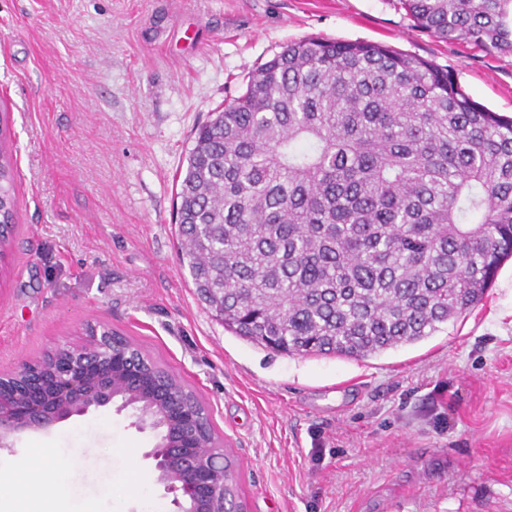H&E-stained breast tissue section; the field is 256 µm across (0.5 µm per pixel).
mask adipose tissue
<instances>
[{
    "mask_svg": "<svg viewBox=\"0 0 512 512\" xmlns=\"http://www.w3.org/2000/svg\"><path fill=\"white\" fill-rule=\"evenodd\" d=\"M11 467L12 475L0 474V512H51L53 498L66 497L72 463L60 449L42 446ZM47 485L52 495H45Z\"/></svg>",
    "mask_w": 512,
    "mask_h": 512,
    "instance_id": "1",
    "label": "adipose tissue"
}]
</instances>
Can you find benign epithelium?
<instances>
[{
  "label": "benign epithelium",
  "mask_w": 512,
  "mask_h": 512,
  "mask_svg": "<svg viewBox=\"0 0 512 512\" xmlns=\"http://www.w3.org/2000/svg\"><path fill=\"white\" fill-rule=\"evenodd\" d=\"M56 352L50 375L34 377L27 363L15 373L17 396L7 401L0 394V449L14 447L23 433L49 430L74 416L131 407L138 428L157 432V442L144 457L154 462L171 512H224L223 449L196 433L198 414L184 399L169 404L165 386L142 387L124 349L105 345L98 335ZM47 379L58 395H45Z\"/></svg>",
  "instance_id": "obj_1"
}]
</instances>
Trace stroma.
I'll use <instances>...</instances> for the list:
<instances>
[{"label": "stroma", "mask_w": 512, "mask_h": 512, "mask_svg": "<svg viewBox=\"0 0 512 512\" xmlns=\"http://www.w3.org/2000/svg\"><path fill=\"white\" fill-rule=\"evenodd\" d=\"M375 42L512 116V52L442 42L400 0H0V110L18 222L0 279V372L135 341L207 407L247 512H512V260L447 330L366 360L288 356L225 330L182 267L176 189L196 129L307 37ZM131 411L0 449H76L73 507L168 505Z\"/></svg>", "instance_id": "1"}]
</instances>
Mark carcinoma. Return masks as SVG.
Listing matches in <instances>:
<instances>
[{"label":"carcinoma","mask_w":512,"mask_h":512,"mask_svg":"<svg viewBox=\"0 0 512 512\" xmlns=\"http://www.w3.org/2000/svg\"><path fill=\"white\" fill-rule=\"evenodd\" d=\"M443 42L512 51V0H402ZM0 129V251L18 233ZM180 261L224 328L364 360L475 308L512 258V117L432 63L309 37L201 126L179 176Z\"/></svg>","instance_id":"cac0c4a2"}]
</instances>
